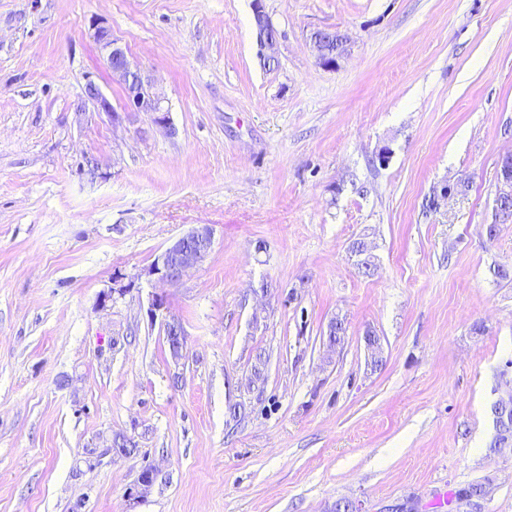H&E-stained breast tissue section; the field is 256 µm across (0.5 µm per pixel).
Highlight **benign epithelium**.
I'll use <instances>...</instances> for the list:
<instances>
[{"mask_svg":"<svg viewBox=\"0 0 512 512\" xmlns=\"http://www.w3.org/2000/svg\"><path fill=\"white\" fill-rule=\"evenodd\" d=\"M253 14L255 26L260 35L263 58L274 61L277 58V38L269 33L272 24L264 10L261 0H254ZM93 39L98 51L112 76L119 79L126 89L129 109L133 112H149L153 121L160 127L168 125L162 101L152 81L145 77L137 66L130 61L126 49L112 38L111 31L99 23L91 24ZM345 40L335 31H325L312 39V49L317 60L324 66L336 64L342 55ZM84 103L112 114V121L122 119L121 112L111 107L92 79L86 81L83 88ZM214 243L213 228L208 224H198L180 236L174 238L157 254L145 269V274L169 285L180 283L183 278L209 255ZM164 333L170 346V355L179 360L185 348V332L182 325L175 320L162 321Z\"/></svg>","mask_w":512,"mask_h":512,"instance_id":"7a95c632","label":"benign epithelium"}]
</instances>
